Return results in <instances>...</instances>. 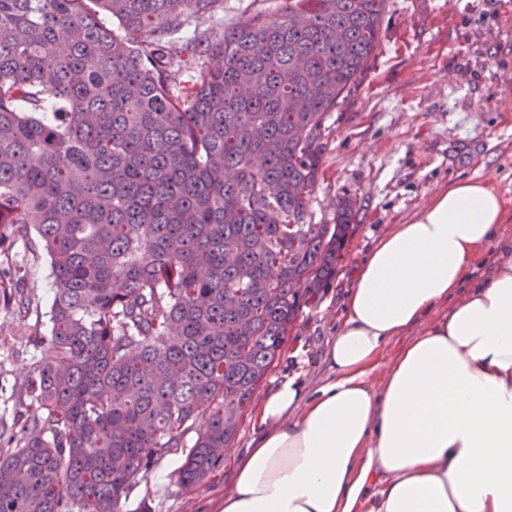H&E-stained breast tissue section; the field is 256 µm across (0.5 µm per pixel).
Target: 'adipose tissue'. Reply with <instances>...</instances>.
Instances as JSON below:
<instances>
[{
    "label": "adipose tissue",
    "instance_id": "1",
    "mask_svg": "<svg viewBox=\"0 0 512 512\" xmlns=\"http://www.w3.org/2000/svg\"><path fill=\"white\" fill-rule=\"evenodd\" d=\"M505 211L487 183L452 182L380 239L328 347L331 378L310 397L293 379L265 394L221 512H512V251L459 292Z\"/></svg>",
    "mask_w": 512,
    "mask_h": 512
}]
</instances>
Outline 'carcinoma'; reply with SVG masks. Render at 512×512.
Wrapping results in <instances>:
<instances>
[{
    "label": "carcinoma",
    "instance_id": "obj_1",
    "mask_svg": "<svg viewBox=\"0 0 512 512\" xmlns=\"http://www.w3.org/2000/svg\"><path fill=\"white\" fill-rule=\"evenodd\" d=\"M385 7L0 0L3 300L26 316L7 244L32 232L53 278L25 437L0 433V512H126L163 457L182 452L186 487L221 464L336 276L352 203L313 224L308 196Z\"/></svg>",
    "mask_w": 512,
    "mask_h": 512
}]
</instances>
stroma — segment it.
<instances>
[{
  "label": "stroma",
  "instance_id": "obj_1",
  "mask_svg": "<svg viewBox=\"0 0 512 512\" xmlns=\"http://www.w3.org/2000/svg\"><path fill=\"white\" fill-rule=\"evenodd\" d=\"M325 126L308 211L313 223L331 224L337 202L353 198L351 229L335 279L304 309L260 397L289 378L307 394L329 379L325 354L346 295L391 225L407 223L452 180H483L512 201V0H387L371 67ZM33 245L30 238L13 245L37 308L21 320L0 303V383L24 379L39 338L51 331L50 260ZM258 435L246 411L223 463L191 489L175 474L182 453L162 458L132 494L130 512L142 502L148 512H219L235 463Z\"/></svg>",
  "mask_w": 512,
  "mask_h": 512
}]
</instances>
